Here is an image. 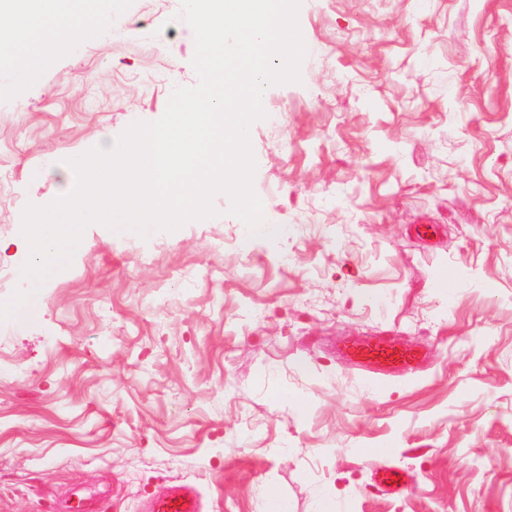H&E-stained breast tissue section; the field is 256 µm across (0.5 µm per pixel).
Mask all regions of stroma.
I'll return each mask as SVG.
<instances>
[{
	"instance_id": "stroma-1",
	"label": "stroma",
	"mask_w": 512,
	"mask_h": 512,
	"mask_svg": "<svg viewBox=\"0 0 512 512\" xmlns=\"http://www.w3.org/2000/svg\"><path fill=\"white\" fill-rule=\"evenodd\" d=\"M180 6L120 0L37 78L0 71V303L25 205L197 84ZM299 25L302 80L250 130L281 238L224 195L145 239L93 224L37 313L0 321V512H69L77 485L143 512L177 484L260 512L267 483L291 512L326 488L335 512H512V0H303ZM375 338L423 366L379 381L338 353ZM379 448L404 495L375 487Z\"/></svg>"
}]
</instances>
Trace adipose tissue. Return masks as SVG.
Returning <instances> with one entry per match:
<instances>
[{"label": "adipose tissue", "mask_w": 512, "mask_h": 512, "mask_svg": "<svg viewBox=\"0 0 512 512\" xmlns=\"http://www.w3.org/2000/svg\"><path fill=\"white\" fill-rule=\"evenodd\" d=\"M111 7L112 0H97L89 16L67 7L65 0H9L0 7V19H6L7 33L22 41L24 75L35 77L47 56L65 52L75 38L92 34Z\"/></svg>", "instance_id": "ef3b65f1"}]
</instances>
